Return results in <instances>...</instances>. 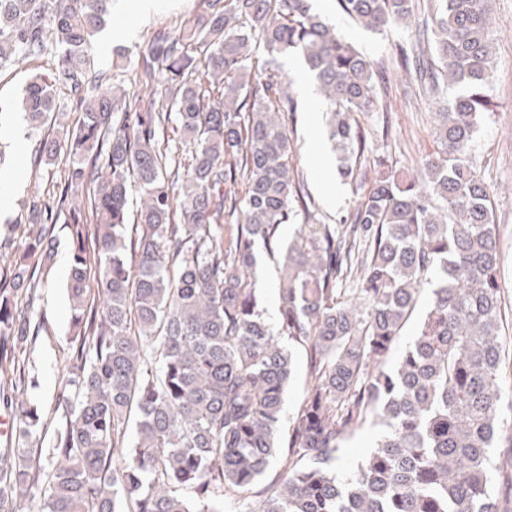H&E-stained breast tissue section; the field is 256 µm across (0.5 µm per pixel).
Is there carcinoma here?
<instances>
[{"label":"carcinoma","mask_w":512,"mask_h":512,"mask_svg":"<svg viewBox=\"0 0 512 512\" xmlns=\"http://www.w3.org/2000/svg\"><path fill=\"white\" fill-rule=\"evenodd\" d=\"M108 3L0 0V64L44 51L48 37L61 51L54 82L30 81L25 112L32 128L55 130L40 161L66 155L48 219L68 224L75 343L51 430L22 399L33 377L21 355L39 326L16 302L17 282L31 299L40 286L31 261L46 225L0 284V398L17 442L0 454V512L37 496L42 512H224L265 479L250 512H512L497 224L468 160L490 105L492 0H437L423 19L415 0H338L359 27L405 25L427 45L426 55L400 50V65L433 100L441 150L415 175L374 178L335 224L317 222L290 164L297 105L276 60H304L350 185L365 180L371 152L356 115L375 110L384 75L310 0H206L152 41L136 73L155 85L147 99L89 74ZM259 43L270 59L255 58ZM56 83L78 94L76 127L58 118ZM171 122L179 146L164 152ZM300 215L283 242L280 226ZM260 249L282 260L274 327L259 302ZM428 268L432 300L390 367ZM295 347L305 392L283 437ZM368 421L381 429L375 448L339 476L342 444ZM47 434L56 462L41 482L29 443Z\"/></svg>","instance_id":"cac0c4a2"}]
</instances>
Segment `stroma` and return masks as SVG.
I'll return each mask as SVG.
<instances>
[{"instance_id":"35a3bbf8","label":"stroma","mask_w":512,"mask_h":512,"mask_svg":"<svg viewBox=\"0 0 512 512\" xmlns=\"http://www.w3.org/2000/svg\"><path fill=\"white\" fill-rule=\"evenodd\" d=\"M138 0H112L104 30L91 42L89 55L95 72L116 74L128 91H136L134 68L145 46L161 31L201 12L204 0H160L156 10L140 13ZM316 13L328 18L337 30L374 64L383 66L388 79L383 90L387 111L365 112L359 122L373 137L377 154L387 166L408 171L414 163L437 150L433 109L422 87L397 63L400 48L417 52L414 30L393 26L381 33L359 28L337 5V0H312ZM493 35L496 61L485 92L491 101L473 141L469 160L490 189L496 213L501 253V297L507 313L504 336L512 347V0H494ZM59 54L48 49L22 62L0 66V192L9 200L0 210V274L9 273L15 259L32 238L37 225L30 222L32 203L55 205L63 187L59 175L38 163V134L32 133L19 107L25 87L33 76H51ZM282 70L291 81L297 103L294 114L292 165L313 200L320 221L332 224L350 211L366 192V185H349L338 179L335 155L322 122L311 119L315 97L301 87L311 78L295 55L282 58ZM71 253L66 224L54 226L46 258L36 273L40 279L35 303L28 316L40 333L27 348L26 361L34 384L28 401L54 414L65 365L71 352L70 306L67 285Z\"/></svg>"}]
</instances>
